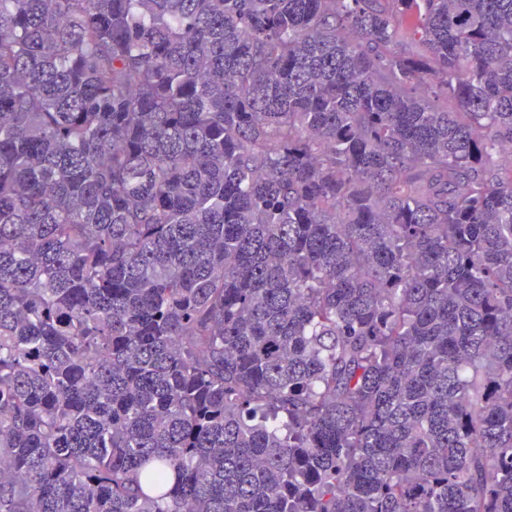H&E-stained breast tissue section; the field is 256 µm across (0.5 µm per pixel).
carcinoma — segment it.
Masks as SVG:
<instances>
[{
  "mask_svg": "<svg viewBox=\"0 0 512 512\" xmlns=\"http://www.w3.org/2000/svg\"><path fill=\"white\" fill-rule=\"evenodd\" d=\"M512 0H0V512H512Z\"/></svg>",
  "mask_w": 512,
  "mask_h": 512,
  "instance_id": "obj_1",
  "label": "carcinoma"
}]
</instances>
